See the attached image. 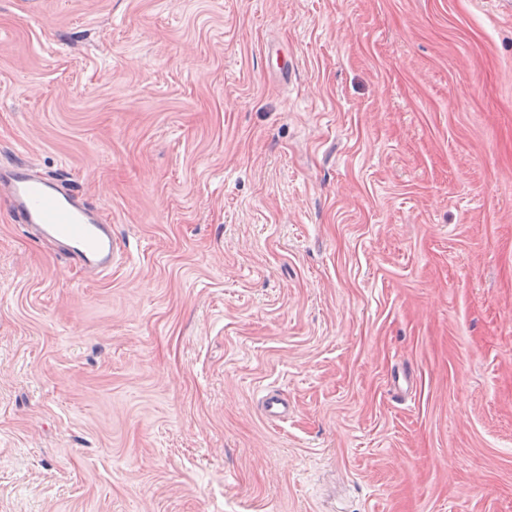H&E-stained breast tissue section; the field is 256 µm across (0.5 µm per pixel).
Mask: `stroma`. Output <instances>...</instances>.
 <instances>
[{"label":"stroma","instance_id":"35a3bbf8","mask_svg":"<svg viewBox=\"0 0 512 512\" xmlns=\"http://www.w3.org/2000/svg\"><path fill=\"white\" fill-rule=\"evenodd\" d=\"M0 159V512H512L506 0H0ZM0 193L15 224L43 239L64 240L70 261L80 269L112 268L120 243L105 214L66 190L58 179L41 175L27 162L0 166ZM263 415L271 422L282 421L292 409L288 408V399L279 392H269L262 400Z\"/></svg>","mask_w":512,"mask_h":512}]
</instances>
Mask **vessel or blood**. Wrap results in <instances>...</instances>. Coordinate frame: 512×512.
I'll return each mask as SVG.
<instances>
[{
    "label": "vessel or blood",
    "mask_w": 512,
    "mask_h": 512,
    "mask_svg": "<svg viewBox=\"0 0 512 512\" xmlns=\"http://www.w3.org/2000/svg\"><path fill=\"white\" fill-rule=\"evenodd\" d=\"M0 195L14 223L43 239L61 240L74 265L100 272L111 269L121 247L105 214L66 190L60 180L41 175L26 162L0 166ZM266 419L278 422L289 414L287 398L278 392L262 400Z\"/></svg>",
    "instance_id": "obj_1"
}]
</instances>
